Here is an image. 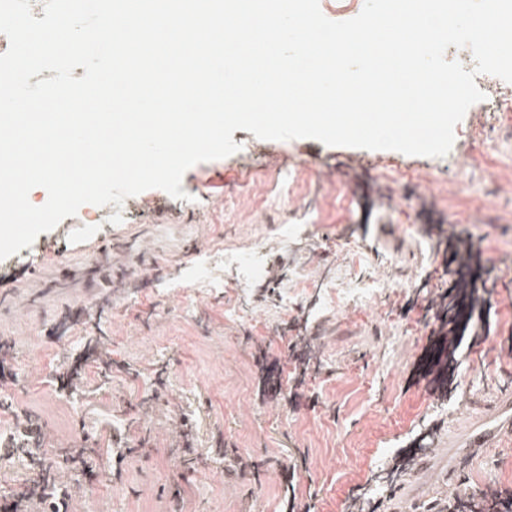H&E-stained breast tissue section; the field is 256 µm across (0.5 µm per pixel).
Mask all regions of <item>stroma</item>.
<instances>
[{
	"instance_id": "stroma-1",
	"label": "stroma",
	"mask_w": 512,
	"mask_h": 512,
	"mask_svg": "<svg viewBox=\"0 0 512 512\" xmlns=\"http://www.w3.org/2000/svg\"><path fill=\"white\" fill-rule=\"evenodd\" d=\"M160 189L83 205L0 260V444L22 415L94 464L57 474L66 512H424L448 495V444L512 394V120L472 105L442 158L263 140ZM106 217L81 237L87 216ZM483 248L493 306L473 302L444 394L419 381L439 349L428 302L454 277V240ZM120 240L96 269L100 244ZM263 250L260 277L220 288L189 274L208 253ZM157 262L143 277L146 258ZM121 273L119 288L103 280ZM278 277L275 292L264 289ZM281 381L268 393L264 367ZM80 377L57 378L69 368ZM306 467L290 475L289 459ZM469 484L512 488V439L476 456Z\"/></svg>"
}]
</instances>
